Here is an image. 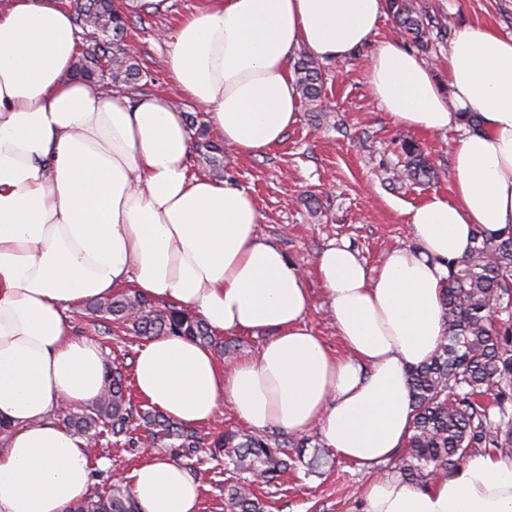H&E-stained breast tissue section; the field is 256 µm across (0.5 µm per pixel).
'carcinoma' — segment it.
Listing matches in <instances>:
<instances>
[{
  "label": "carcinoma",
  "instance_id": "cac0c4a2",
  "mask_svg": "<svg viewBox=\"0 0 512 512\" xmlns=\"http://www.w3.org/2000/svg\"><path fill=\"white\" fill-rule=\"evenodd\" d=\"M388 12L403 38L420 49L446 35L436 17L418 0H387ZM149 15L148 5L135 0H76L75 24L91 36L93 47L82 52L74 76L98 81L104 74L129 94L141 92L144 70L123 40L131 23ZM301 100L314 106L321 100L324 80L318 63L302 56L294 65ZM224 177V152L198 132L195 145ZM400 180L424 182L434 176L427 158L411 141H403ZM475 246L451 263L443 292L445 334L434 355L407 370L414 410L411 434L394 463L405 482L423 488L441 472H450L468 458L490 450L512 455V229L489 234L474 232ZM102 334L129 326L139 336H184L211 347L218 345L210 328L191 310L148 298L132 289L88 302ZM507 317H502V314ZM220 346V345H218ZM231 352L229 344L220 346ZM147 428L155 444L170 441L181 456L194 457L201 445L197 432L156 409H139L131 399L128 380L119 364L108 366L100 397L68 424L90 438L111 436L133 447L139 438L131 430L135 419ZM288 441L278 435L228 431L209 444L213 458L227 457L236 473L259 475L271 482L288 471ZM231 512H265V504L243 483L229 486ZM68 512H137L130 490L118 483L106 495L86 496Z\"/></svg>",
  "mask_w": 512,
  "mask_h": 512
}]
</instances>
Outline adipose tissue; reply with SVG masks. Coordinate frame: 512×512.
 <instances>
[{
	"label": "adipose tissue",
	"mask_w": 512,
	"mask_h": 512,
	"mask_svg": "<svg viewBox=\"0 0 512 512\" xmlns=\"http://www.w3.org/2000/svg\"><path fill=\"white\" fill-rule=\"evenodd\" d=\"M385 9L386 0H211L183 18L165 61L171 84L243 157L297 122L290 62L302 49L338 62L371 46L365 80L396 124L462 129L449 194L406 211L417 247L392 250L374 277L348 246L317 257L345 348L334 355L306 324L304 271L258 236L254 195L190 173L183 112L164 95L108 96L74 79L79 36L58 0H0V422L11 426L0 512H67L88 494L86 442L51 413L94 402L106 368L66 313L126 288L190 309L215 335L269 336L229 367L188 338L145 339L137 388L172 419L196 426L229 407L257 432L315 425L360 468L402 447L413 418L406 370L444 335L448 264L469 254L475 227H512V36L462 28L443 82L398 40L373 42ZM128 479L138 512H197L199 485L170 457ZM365 502L366 512H512V458L472 457L423 489L377 478Z\"/></svg>",
	"instance_id": "1"
}]
</instances>
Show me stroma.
<instances>
[{"instance_id": "obj_1", "label": "stroma", "mask_w": 512, "mask_h": 512, "mask_svg": "<svg viewBox=\"0 0 512 512\" xmlns=\"http://www.w3.org/2000/svg\"><path fill=\"white\" fill-rule=\"evenodd\" d=\"M207 0H155L145 24L129 37L148 71L147 93H171L167 78L165 36L183 17ZM446 26L448 36L434 42L418 59L439 79H446V58L453 36L465 26L482 23L512 35V0H421ZM369 49L359 50L343 65L324 63L325 97L318 109L301 108L297 123L282 142L256 157L228 152L224 179L249 187L263 219L259 237L283 250L306 269L330 242L347 243L370 273H377L393 249L414 245L404 213L431 194H448L452 149L461 137L451 129L429 134L395 124L365 82ZM415 141L436 171L429 182H397L394 170L404 157L402 139ZM91 494L109 492L116 476L128 475L151 455L141 447L100 442L90 448ZM191 476L201 487L199 512H229L224 491L235 474L217 462L194 465ZM393 462L375 472L343 461L322 473L297 467L257 487L266 512H365V490L373 476H396Z\"/></svg>"}]
</instances>
